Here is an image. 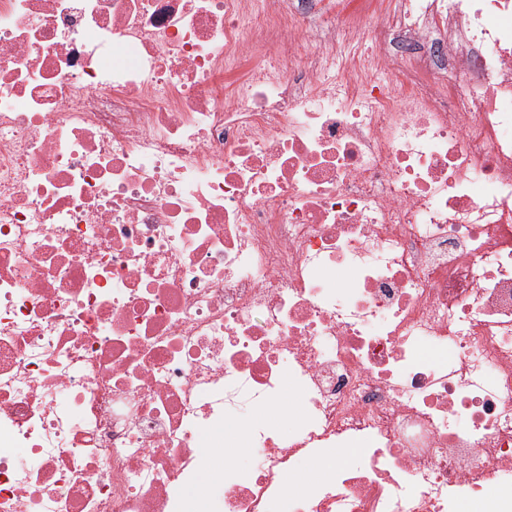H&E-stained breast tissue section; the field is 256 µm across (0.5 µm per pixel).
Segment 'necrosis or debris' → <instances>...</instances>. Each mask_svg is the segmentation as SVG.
Segmentation results:
<instances>
[{
	"label": "necrosis or debris",
	"mask_w": 512,
	"mask_h": 512,
	"mask_svg": "<svg viewBox=\"0 0 512 512\" xmlns=\"http://www.w3.org/2000/svg\"><path fill=\"white\" fill-rule=\"evenodd\" d=\"M374 2L0 0V512H512V0Z\"/></svg>",
	"instance_id": "1"
}]
</instances>
